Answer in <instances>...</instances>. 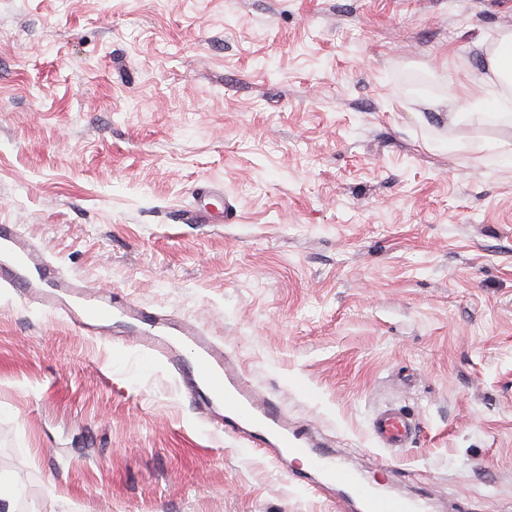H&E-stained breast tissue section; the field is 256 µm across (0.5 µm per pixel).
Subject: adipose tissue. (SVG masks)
Instances as JSON below:
<instances>
[{"label":"adipose tissue","mask_w":512,"mask_h":512,"mask_svg":"<svg viewBox=\"0 0 512 512\" xmlns=\"http://www.w3.org/2000/svg\"><path fill=\"white\" fill-rule=\"evenodd\" d=\"M501 48L493 52L490 58L489 75L479 77L470 93L468 106H460L456 97L448 99V120L450 123L459 124L473 119H480L486 113L483 106V95L489 86L501 84L512 87V32L502 33L500 38Z\"/></svg>","instance_id":"1"}]
</instances>
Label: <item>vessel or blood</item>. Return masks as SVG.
I'll list each match as a JSON object with an SVG mask.
<instances>
[{
	"label": "vessel or blood",
	"mask_w": 512,
	"mask_h": 512,
	"mask_svg": "<svg viewBox=\"0 0 512 512\" xmlns=\"http://www.w3.org/2000/svg\"><path fill=\"white\" fill-rule=\"evenodd\" d=\"M221 194L211 185L198 188L190 223H212L210 201ZM0 288L61 312L87 336L109 335L113 316L124 318L132 343L168 366L188 400L212 411L216 398H223L224 433L245 434L251 448L280 466L289 456L304 457L305 468L290 472V479L316 493H331L336 512H430L426 501L381 491L367 479L364 465L345 463L334 450L319 445L309 427L290 421L280 402L256 390L237 360L194 323L117 300L65 275L14 224H0ZM371 432L380 447L405 448L418 428L410 414L389 408L373 418Z\"/></svg>",
	"instance_id": "b4317fda"
}]
</instances>
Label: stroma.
I'll return each instance as SVG.
<instances>
[{"instance_id": "1", "label": "stroma", "mask_w": 512, "mask_h": 512, "mask_svg": "<svg viewBox=\"0 0 512 512\" xmlns=\"http://www.w3.org/2000/svg\"><path fill=\"white\" fill-rule=\"evenodd\" d=\"M512 0H0V223L195 323L433 512H512ZM217 183L231 211L184 218ZM420 420L378 447L386 407ZM0 512H334L121 332L0 290ZM501 51L493 52L489 61L491 76L479 77L470 93L469 107L464 110L458 99L448 94V121L451 124H459L464 121H471L474 118L482 120L488 112L483 107V95L487 87L494 86L497 82L500 85L512 87V32L502 33L500 38Z\"/></svg>"}]
</instances>
